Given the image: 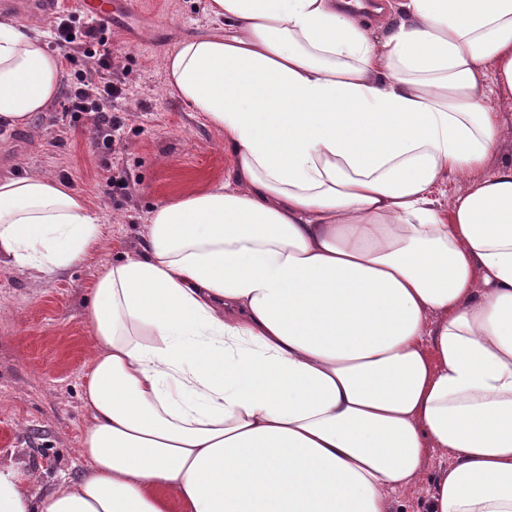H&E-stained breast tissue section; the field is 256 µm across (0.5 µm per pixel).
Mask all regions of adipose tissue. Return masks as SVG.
I'll return each instance as SVG.
<instances>
[{
    "instance_id": "1",
    "label": "adipose tissue",
    "mask_w": 512,
    "mask_h": 512,
    "mask_svg": "<svg viewBox=\"0 0 512 512\" xmlns=\"http://www.w3.org/2000/svg\"><path fill=\"white\" fill-rule=\"evenodd\" d=\"M209 9L166 71L230 178L100 266L86 466L36 495L0 465V512H512V0H377L380 32L350 0ZM60 77L0 18V122ZM97 241L64 183L0 179V266Z\"/></svg>"
}]
</instances>
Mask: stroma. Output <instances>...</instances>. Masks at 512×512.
Here are the masks:
<instances>
[{
  "label": "stroma",
  "mask_w": 512,
  "mask_h": 512,
  "mask_svg": "<svg viewBox=\"0 0 512 512\" xmlns=\"http://www.w3.org/2000/svg\"><path fill=\"white\" fill-rule=\"evenodd\" d=\"M208 0H134L107 23L130 88L113 161L93 148L89 122H73L65 93L29 125L0 124V178L64 181L96 218L100 244L81 261L48 273L0 268V465L37 474L45 485L77 475L86 422L80 399L91 335L86 297L99 266L140 246L156 206L222 183L230 172L224 133L167 87L165 60L180 39L214 29ZM124 175L127 195L105 196L106 164Z\"/></svg>",
  "instance_id": "stroma-1"
}]
</instances>
